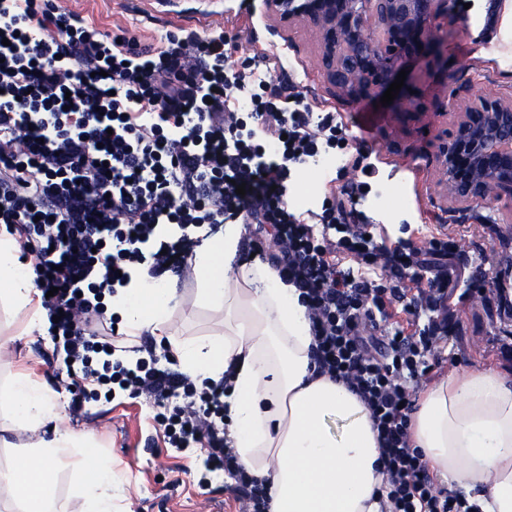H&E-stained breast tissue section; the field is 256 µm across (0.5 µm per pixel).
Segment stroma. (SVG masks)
Here are the masks:
<instances>
[{
	"instance_id": "35a3bbf8",
	"label": "stroma",
	"mask_w": 512,
	"mask_h": 512,
	"mask_svg": "<svg viewBox=\"0 0 512 512\" xmlns=\"http://www.w3.org/2000/svg\"><path fill=\"white\" fill-rule=\"evenodd\" d=\"M465 0H455L452 18L439 19L435 39L413 54L396 100L380 103L379 95L346 94L327 79L322 50L310 24L280 22L264 0H63L62 10L82 16L99 30L127 31L141 43H158L174 28L200 29L223 16L224 33L236 38L235 61L259 60L267 50L283 51L276 81L304 96L311 111L338 113L347 147L325 172L303 165L292 173L298 187L312 196L310 208L341 185L368 183L370 192L359 208L394 241L422 242L439 225L458 244L462 258L488 275L500 271V260L512 253V198L501 195L477 202L465 212L445 211L435 186L439 146L454 129V97L512 95V59L497 58L500 23H468ZM400 191L398 203L377 207L378 195ZM179 300L168 322L169 339L192 340L224 331L223 317L196 301V273L167 278ZM462 333L441 352L433 378L471 368H493L512 375V362L498 354V340L512 333V321L491 317L483 300L468 298L456 307ZM40 302L12 314L0 308V389L14 374L53 383L54 373L34 345L42 335ZM158 340L159 349L168 341ZM59 422L66 430L92 435L112 468V504L116 512H242L223 477L210 490L198 481L203 469L198 450L167 448L164 428L142 398L122 396L92 422H74L67 391H53Z\"/></svg>"
}]
</instances>
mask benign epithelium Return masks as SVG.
Segmentation results:
<instances>
[{"instance_id": "benign-epithelium-1", "label": "benign epithelium", "mask_w": 512, "mask_h": 512, "mask_svg": "<svg viewBox=\"0 0 512 512\" xmlns=\"http://www.w3.org/2000/svg\"><path fill=\"white\" fill-rule=\"evenodd\" d=\"M284 22L306 21L323 46L329 80L347 92L384 91L400 53L429 42L451 0H265ZM446 210L460 212L495 194L512 197V98L485 95L459 109L439 148Z\"/></svg>"}]
</instances>
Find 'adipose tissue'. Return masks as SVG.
<instances>
[{
  "mask_svg": "<svg viewBox=\"0 0 512 512\" xmlns=\"http://www.w3.org/2000/svg\"><path fill=\"white\" fill-rule=\"evenodd\" d=\"M243 229L195 252L200 304L224 313V335L173 342L182 368L198 381L234 370L226 397L240 463L265 480L269 512H384L386 481L368 410L345 384L317 375L307 309L295 288L265 265L236 266ZM36 293L18 264V247L0 234V307L19 312ZM172 289L140 279L111 298L129 335L162 336ZM15 429L31 433L0 482L13 512H53L58 473L78 464L86 512H113L112 472L89 437L42 430L57 420L48 390L12 376L6 397ZM410 445L448 491H462L473 512H512V376L472 369L426 388L410 426Z\"/></svg>",
  "mask_w": 512,
  "mask_h": 512,
  "instance_id": "obj_1",
  "label": "adipose tissue"
}]
</instances>
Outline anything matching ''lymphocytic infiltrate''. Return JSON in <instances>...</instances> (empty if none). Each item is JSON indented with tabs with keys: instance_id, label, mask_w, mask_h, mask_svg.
I'll list each match as a JSON object with an SVG mask.
<instances>
[{
	"instance_id": "lymphocytic-infiltrate-1",
	"label": "lymphocytic infiltrate",
	"mask_w": 512,
	"mask_h": 512,
	"mask_svg": "<svg viewBox=\"0 0 512 512\" xmlns=\"http://www.w3.org/2000/svg\"><path fill=\"white\" fill-rule=\"evenodd\" d=\"M231 55L220 33L179 29L144 46L52 0H0V224L58 319L47 362L73 417L92 420L118 391L145 397L170 447H201L242 512H268L269 488L239 463L225 420L230 376L200 387L151 336L127 345L104 302L132 275L187 271L200 230L251 224L250 252L307 307L317 373L370 412L389 512H464L409 448L410 415L437 347L460 333L458 290L508 319L512 292L469 271L453 239L388 242L354 189L297 211L293 169L342 144L343 123Z\"/></svg>"
}]
</instances>
